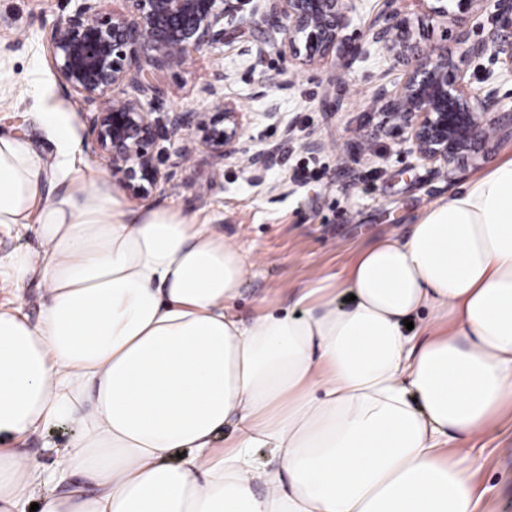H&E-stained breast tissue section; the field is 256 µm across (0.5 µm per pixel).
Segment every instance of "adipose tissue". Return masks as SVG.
Wrapping results in <instances>:
<instances>
[{"instance_id":"obj_1","label":"adipose tissue","mask_w":512,"mask_h":512,"mask_svg":"<svg viewBox=\"0 0 512 512\" xmlns=\"http://www.w3.org/2000/svg\"><path fill=\"white\" fill-rule=\"evenodd\" d=\"M56 138L0 135V226L40 243L0 288L45 287L0 308V512H475L470 444L512 414V157L245 322L240 245ZM61 423L53 471L14 448ZM43 288L44 287L36 278L29 280L25 284V287L20 291L18 297H15L11 289L0 288V304L4 307L20 305L22 306L23 312L26 313L31 320H37L40 312Z\"/></svg>"}]
</instances>
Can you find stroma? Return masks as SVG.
Here are the masks:
<instances>
[{"label": "stroma", "mask_w": 512, "mask_h": 512, "mask_svg": "<svg viewBox=\"0 0 512 512\" xmlns=\"http://www.w3.org/2000/svg\"><path fill=\"white\" fill-rule=\"evenodd\" d=\"M394 7L425 52L459 55V31H478L486 21L482 12L431 21L423 0H394ZM72 8L71 0H0V86L13 91L0 105V132L29 140L50 160L57 152L56 126L68 125L90 170L108 179L112 170L93 149L86 106L59 81L44 39L45 27ZM263 30L260 19L242 8L225 19L223 43L150 74L162 92L159 111L215 112L232 104L248 114L240 154L221 159L187 137L183 155L170 151L164 156L165 169L174 173L170 184L149 197L179 206L257 256L233 308L243 320L264 297L287 308L310 271L341 269L358 250L384 236L407 233L429 205L512 153L507 134L453 170L398 155L390 136L363 149L359 132L379 120L368 106L370 97L379 85H399L404 66L376 52L364 53L354 42L313 67L288 63L272 50L260 72L252 67L251 51ZM207 85L218 89L219 98H202L200 90ZM272 100L279 106L275 121L266 116ZM310 138L323 141L324 150L305 151L302 144ZM268 143L276 146L274 161L252 170L246 151ZM303 163L315 172L306 182L293 177ZM73 438L72 426L61 423L29 434L18 446L50 470ZM477 445V512H512V419H502Z\"/></svg>", "instance_id": "1"}]
</instances>
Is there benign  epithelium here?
I'll return each instance as SVG.
<instances>
[{
    "label": "benign epithelium",
    "mask_w": 512,
    "mask_h": 512,
    "mask_svg": "<svg viewBox=\"0 0 512 512\" xmlns=\"http://www.w3.org/2000/svg\"><path fill=\"white\" fill-rule=\"evenodd\" d=\"M260 17L268 38L257 46L253 66L276 47L296 65L311 66L333 54L348 40L354 0H123L124 10L105 17L98 0H75L63 20L46 30L54 68L65 87L95 110L85 113L94 148L112 167V174L136 195L146 196L170 184L173 173L161 169L157 146L195 135L211 153L229 157L238 147L244 113L233 107L218 112H156L159 90L149 68L180 65L190 51L211 48L224 39V17L244 2ZM459 14L493 5L477 36L460 34L462 52L422 53L411 41L408 24L385 10L371 20L361 39L409 69L400 86L376 89L371 104L383 109L380 124L360 134L369 147L381 134L397 139L398 153L449 166L471 156L507 129L512 112L500 108V83L512 78V0H429L430 20L448 17V2ZM488 57L499 70L485 71L482 85L472 86L466 63ZM272 147L253 150L248 164L268 165Z\"/></svg>",
    "instance_id": "7a95c632"
}]
</instances>
